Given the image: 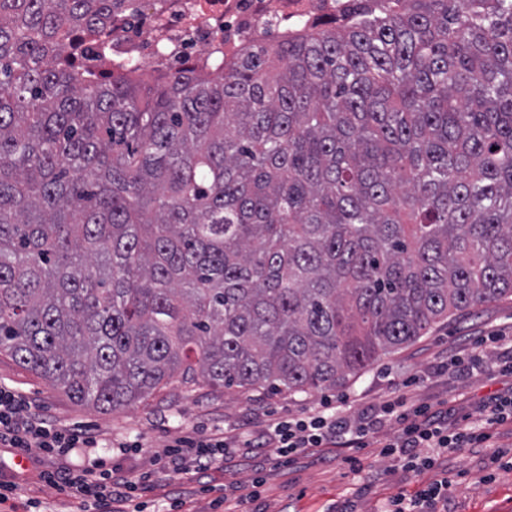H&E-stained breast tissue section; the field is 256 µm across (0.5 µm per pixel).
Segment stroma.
I'll list each match as a JSON object with an SVG mask.
<instances>
[{
    "instance_id": "obj_1",
    "label": "stroma",
    "mask_w": 512,
    "mask_h": 512,
    "mask_svg": "<svg viewBox=\"0 0 512 512\" xmlns=\"http://www.w3.org/2000/svg\"><path fill=\"white\" fill-rule=\"evenodd\" d=\"M512 336V297L477 313L438 324L415 343L383 356L333 391L302 395L272 394L261 389H215L201 385L185 391L169 385L148 400L119 411L102 412L76 403L49 381L0 353V385L8 387L25 409L39 412L63 429L81 428L97 439L93 448L58 456L34 448L25 462L0 444V487L12 493L0 512H80L79 500L50 484L48 474L86 465L96 457L116 479L152 475L138 503L115 500L114 512H384L397 497L411 496L447 479L448 512H512V423L492 427L483 443L441 453L434 466L414 474L405 461L383 455L379 445L394 440L399 424L384 419L374 444L349 448L327 443L294 454L280 463L271 428L339 406L352 419L364 418L387 400L427 403L448 417L449 429L479 423L482 409L495 396L512 391V373L487 355L486 337ZM486 354L484 370L467 368L472 357ZM265 436V445L227 457L222 466L198 472L192 467L159 465L171 445L184 436L242 432ZM137 441L141 450L114 452V445Z\"/></svg>"
}]
</instances>
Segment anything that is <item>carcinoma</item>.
<instances>
[{
  "mask_svg": "<svg viewBox=\"0 0 512 512\" xmlns=\"http://www.w3.org/2000/svg\"><path fill=\"white\" fill-rule=\"evenodd\" d=\"M134 2L0 0V353L104 412L307 394L512 296V0L88 70Z\"/></svg>",
  "mask_w": 512,
  "mask_h": 512,
  "instance_id": "carcinoma-1",
  "label": "carcinoma"
}]
</instances>
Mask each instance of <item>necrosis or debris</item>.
<instances>
[{"mask_svg":"<svg viewBox=\"0 0 512 512\" xmlns=\"http://www.w3.org/2000/svg\"><path fill=\"white\" fill-rule=\"evenodd\" d=\"M353 0H140V16L125 11L112 18V58L124 71L142 65L166 70L182 61H203L223 52L240 56L258 38L266 22L280 37L309 32L345 15Z\"/></svg>","mask_w":512,"mask_h":512,"instance_id":"necrosis-or-debris-1","label":"necrosis or debris"}]
</instances>
